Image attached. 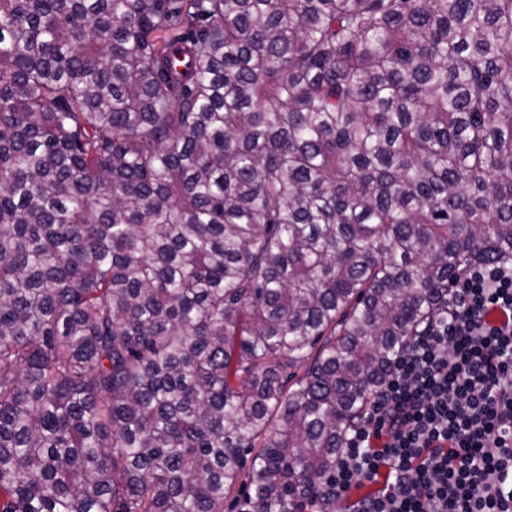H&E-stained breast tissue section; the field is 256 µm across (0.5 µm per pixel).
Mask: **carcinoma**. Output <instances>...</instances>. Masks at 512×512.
Segmentation results:
<instances>
[{"mask_svg":"<svg viewBox=\"0 0 512 512\" xmlns=\"http://www.w3.org/2000/svg\"><path fill=\"white\" fill-rule=\"evenodd\" d=\"M490 257L512 0H0V512H288Z\"/></svg>","mask_w":512,"mask_h":512,"instance_id":"carcinoma-1","label":"carcinoma"}]
</instances>
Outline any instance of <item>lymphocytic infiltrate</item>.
Returning a JSON list of instances; mask_svg holds the SVG:
<instances>
[{
  "mask_svg": "<svg viewBox=\"0 0 512 512\" xmlns=\"http://www.w3.org/2000/svg\"><path fill=\"white\" fill-rule=\"evenodd\" d=\"M353 495L356 512H512V257L457 277L293 512Z\"/></svg>",
  "mask_w": 512,
  "mask_h": 512,
  "instance_id": "f902f5d3",
  "label": "lymphocytic infiltrate"
}]
</instances>
